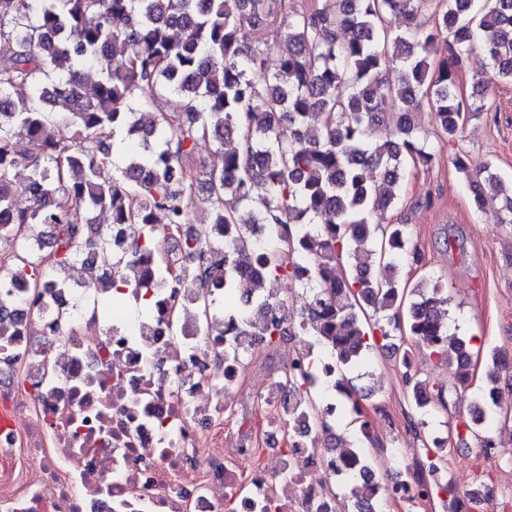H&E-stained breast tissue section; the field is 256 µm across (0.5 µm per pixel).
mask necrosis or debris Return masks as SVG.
Instances as JSON below:
<instances>
[{
    "instance_id": "4bbe7bcc",
    "label": "necrosis or debris",
    "mask_w": 512,
    "mask_h": 512,
    "mask_svg": "<svg viewBox=\"0 0 512 512\" xmlns=\"http://www.w3.org/2000/svg\"><path fill=\"white\" fill-rule=\"evenodd\" d=\"M195 293L189 280L128 288L126 299L152 300L151 314L104 323L102 297L80 282L48 292L43 315L33 317L26 289H13L17 314L0 320V366L23 367L27 378L0 404L35 415L27 427L0 431V448L25 443L33 466L16 496L0 498V512H336L330 487L350 479L383 484L398 502L467 512L465 501L436 500L430 481L441 468L426 449H394L366 470L345 465L285 388V375L313 366L319 382H335L330 355L310 358L263 336L246 346L235 335H209ZM59 310L75 314L62 342L49 320ZM258 349L284 372H261L254 383L262 432L249 449L248 432L224 424L241 365Z\"/></svg>"
}]
</instances>
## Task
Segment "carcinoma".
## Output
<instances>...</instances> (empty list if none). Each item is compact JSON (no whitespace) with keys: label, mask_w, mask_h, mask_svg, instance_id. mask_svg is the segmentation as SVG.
<instances>
[{"label":"carcinoma","mask_w":512,"mask_h":512,"mask_svg":"<svg viewBox=\"0 0 512 512\" xmlns=\"http://www.w3.org/2000/svg\"><path fill=\"white\" fill-rule=\"evenodd\" d=\"M427 4L434 23L417 21ZM252 28L244 30L239 15ZM407 25L394 28L398 15ZM287 31L269 40L278 17ZM439 37L448 61L433 67L423 55ZM0 231L14 242L0 253V313L10 315L11 289L22 283L35 299L68 285L75 271L85 285L121 290L161 281L174 288L190 278L199 299L211 288L230 293L247 272L229 264L233 254L256 258L250 279L254 298L224 317L239 336H304L303 348L328 347L336 373L360 363L375 348L399 351L412 341L436 363L469 380V342H439L448 333V295L441 281L403 280L401 260L420 263L403 224L371 223L395 203L392 187L410 165L433 155L414 134L411 115L428 105L436 124L459 137L468 119L485 110L484 98L460 92L464 56L478 49L497 76L512 82V0H336V10L286 9V0H0ZM275 48L277 70L258 83L264 54ZM127 57L119 70L110 59ZM394 67L398 85L384 87ZM56 74L50 87L40 76ZM186 101L176 116L155 115L138 126L159 88ZM386 91H381V88ZM128 128L135 143L118 178L113 135ZM220 144L222 165L209 172L195 196L186 174L196 144ZM28 146L29 175L15 181L16 141ZM473 202L484 211L498 194L499 224H512V182L493 165H475L454 154ZM66 205L54 204V195ZM207 206L216 235L192 232L189 204ZM110 214L114 224L139 227L132 245L117 250L110 230L91 217ZM174 241L185 264L170 254ZM369 261H343L358 253ZM390 274L376 278L372 266ZM287 280L309 294L295 333L268 319L282 300L266 293L267 281ZM402 364L411 400L430 394L426 381ZM314 374L290 386L311 407ZM491 419L478 404L456 425L473 433Z\"/></svg>","instance_id":"obj_1"}]
</instances>
